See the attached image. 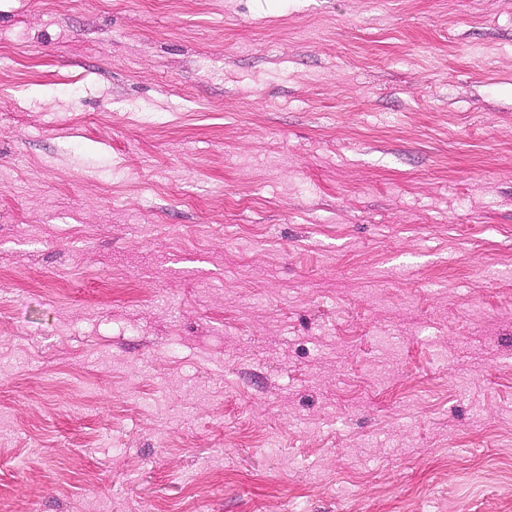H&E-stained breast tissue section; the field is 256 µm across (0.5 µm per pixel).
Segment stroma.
Returning <instances> with one entry per match:
<instances>
[{"label":"stroma","mask_w":512,"mask_h":512,"mask_svg":"<svg viewBox=\"0 0 512 512\" xmlns=\"http://www.w3.org/2000/svg\"><path fill=\"white\" fill-rule=\"evenodd\" d=\"M0 512H512V0H0Z\"/></svg>","instance_id":"1"}]
</instances>
